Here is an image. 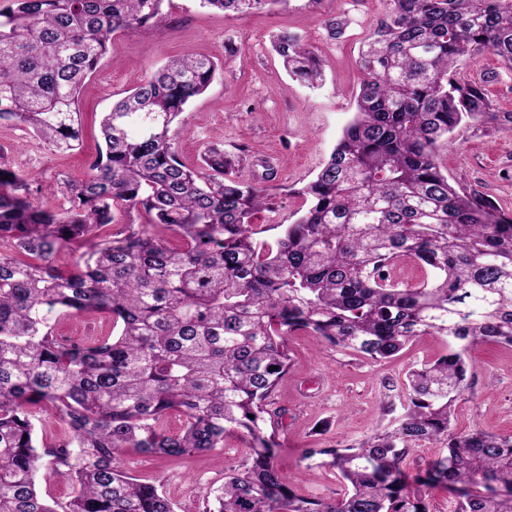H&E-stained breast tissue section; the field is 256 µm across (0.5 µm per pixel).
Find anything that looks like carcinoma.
<instances>
[{
  "mask_svg": "<svg viewBox=\"0 0 512 512\" xmlns=\"http://www.w3.org/2000/svg\"><path fill=\"white\" fill-rule=\"evenodd\" d=\"M164 2L4 0L0 125L76 147L78 95L112 35L161 27ZM199 2L245 15L280 0ZM272 47L293 79L323 84L298 34ZM484 53L512 71V0H386L360 51L358 112L272 243L254 224L273 210L271 194L234 175L239 159L216 147L195 169L177 158L173 125L219 73L206 56L169 61L104 113L90 173L63 180L69 207L33 204L34 177L0 168V512H176L158 486L128 476L124 455L192 456L229 433L245 438L247 460L224 472L205 512H431L435 488L454 495V512H512V435L451 429L469 350L512 347V219L477 190L460 194L440 166L463 122L512 131L488 79L459 71ZM119 207L178 244L143 224L101 235ZM84 243L70 268L53 264ZM93 312L112 330L78 342L55 334L51 316ZM296 331L375 362L420 336L445 343L408 371L394 424L357 445L305 450L346 484L339 499L297 494L275 464L270 399ZM37 404L70 438L38 439ZM426 441L448 454L412 489L403 462ZM42 470L69 479V502L41 494Z\"/></svg>",
  "mask_w": 512,
  "mask_h": 512,
  "instance_id": "obj_1",
  "label": "carcinoma"
}]
</instances>
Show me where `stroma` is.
I'll return each mask as SVG.
<instances>
[{"instance_id": "35a3bbf8", "label": "stroma", "mask_w": 512, "mask_h": 512, "mask_svg": "<svg viewBox=\"0 0 512 512\" xmlns=\"http://www.w3.org/2000/svg\"><path fill=\"white\" fill-rule=\"evenodd\" d=\"M163 11L161 28L113 35L109 55L80 92L79 149L62 152L20 127L0 125V168L35 174L34 204L67 207L61 181L87 175L101 141L103 113L170 58L204 55L222 72L181 114L174 147L189 167L201 165L213 146L238 156V177L268 186L272 194L274 211L258 213L256 222L264 239L274 241L276 223L302 205L297 188L318 173L356 111L362 80L359 48L382 17L385 2L279 0L237 16L201 8L198 0H165ZM330 17L347 22L340 38H330L325 29ZM283 30L302 36L321 57L322 87L311 89L288 77L270 44L272 35ZM487 72L499 75L489 86L492 98L500 109L512 111V71L504 70L496 56L478 55L462 65L470 78ZM440 165L460 193L479 190L512 217V132L462 125L449 136ZM288 345L290 367L272 404L282 413L276 429L278 467L302 495L342 497L346 486L335 470L307 465L305 449L355 445L384 430L392 420L387 405L404 399L408 369L436 359L443 344L422 336L381 362L323 347L303 331L289 336ZM471 356L474 370L454 406L453 429L512 434V348L481 344ZM245 448V439L233 434L223 447L192 457L132 451L124 465L132 477L159 486L178 512H205L224 482L225 469L244 461Z\"/></svg>"}]
</instances>
